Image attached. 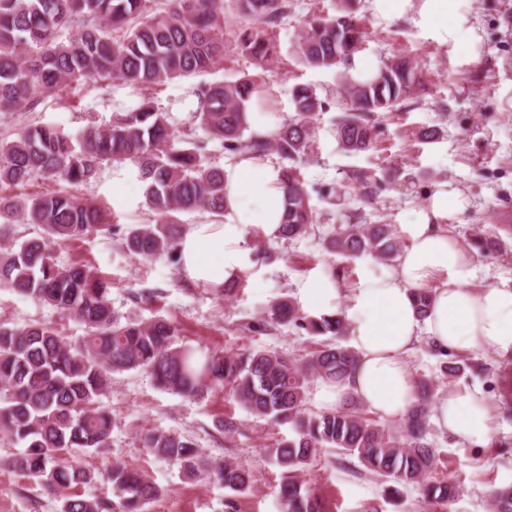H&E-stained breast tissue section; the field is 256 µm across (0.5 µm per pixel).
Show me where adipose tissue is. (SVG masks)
<instances>
[{
    "label": "adipose tissue",
    "mask_w": 512,
    "mask_h": 512,
    "mask_svg": "<svg viewBox=\"0 0 512 512\" xmlns=\"http://www.w3.org/2000/svg\"><path fill=\"white\" fill-rule=\"evenodd\" d=\"M387 21L417 17L440 38L473 37L458 0H372ZM465 207L462 193L436 188L423 206L398 226L405 246L393 266L365 263L356 286L328 276L303 283L307 308L339 313L349 332L356 363L341 382L318 383L317 404L325 409L354 398L387 420L405 417L416 402V379L408 357L421 337L451 352L485 351L512 356V289L471 290L475 252L448 230L449 217ZM283 208L281 168L268 158H243L224 168V219L192 225L178 243L181 272L212 288L237 278L246 264L247 233L276 237ZM431 289L427 316H419L412 292ZM439 430L461 443H484L494 433L490 404L477 387L454 389L433 406Z\"/></svg>",
    "instance_id": "adipose-tissue-1"
}]
</instances>
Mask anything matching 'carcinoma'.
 I'll use <instances>...</instances> for the list:
<instances>
[{
	"mask_svg": "<svg viewBox=\"0 0 512 512\" xmlns=\"http://www.w3.org/2000/svg\"><path fill=\"white\" fill-rule=\"evenodd\" d=\"M150 0H0V112H29L42 98L60 96L74 82L91 89L112 82L148 90L205 73L224 63L227 49L248 58L257 69L234 81L194 90V119L204 135L239 158L273 154L280 160L284 188L279 238L295 241L320 223L311 205L300 164L316 150V116L326 101L306 84L290 88L293 115L269 135L248 132L242 114L256 99L272 109L264 73L283 62L277 28L288 14V0H167L153 10ZM360 0H339L338 14L305 23L292 49L295 63L340 70L338 115L332 133L341 151L358 154L375 147V131L385 116L420 91L425 75L407 55L383 61L367 81L349 75L352 58L367 41ZM241 25L228 33L225 6ZM66 40L57 41L59 31ZM107 163H130L144 184V205L153 224L125 227L112 223L96 202L72 193L12 190L42 178L78 188L95 180ZM399 168L381 179L369 171L347 175L360 207L341 213V224L323 238L332 255H369L382 265L396 261L404 243L393 224L368 221L364 207L374 204L384 183L399 186ZM203 212L224 217V168L209 162L195 133L174 129L169 113L149 97L103 126L82 130L79 143L48 124L26 125L0 138V288L27 296L84 323L90 333L70 342L53 326L33 322L0 324V440L18 449L8 465L47 490L105 485L93 494L61 499L58 512H144L162 489L144 473L115 462L98 472L62 451H102L111 446L112 416L101 405L112 377L127 371L147 373L160 389L188 399L223 389L251 415L274 425H290L293 435L263 449L282 472L279 499L284 512H324L322 499L300 474L325 449L356 456L386 483L392 503L402 488H418L423 504L451 507L461 495L458 481L438 472L439 451L428 440L430 407L439 397L436 379L417 378V401L396 427L365 411L354 400L332 410L306 407L310 379H344L356 361L340 343L346 324L333 313L310 318L283 297L266 308L250 330L293 326L322 340L302 361L268 350L226 354L181 339L171 320L121 321L112 309L108 283L87 264L61 267L56 248L94 233L117 237L120 248L146 262L172 259L186 230L180 215ZM41 232L22 242L13 237L16 218ZM467 245L480 256L502 250L494 232L473 236ZM442 379L453 383L469 367L458 354L429 343ZM142 447L178 466L192 478L203 471L234 494L250 492L254 471L232 462L213 463L182 435L148 430ZM492 512H512V485L492 490Z\"/></svg>",
	"mask_w": 512,
	"mask_h": 512,
	"instance_id": "carcinoma-1",
	"label": "carcinoma"
}]
</instances>
